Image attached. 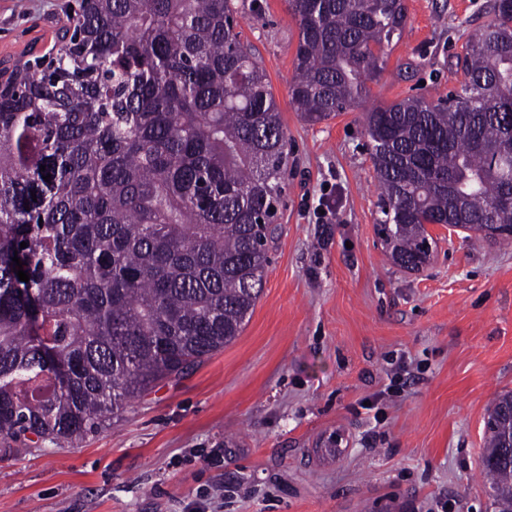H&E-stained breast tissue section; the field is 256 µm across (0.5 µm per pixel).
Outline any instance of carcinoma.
Returning a JSON list of instances; mask_svg holds the SVG:
<instances>
[{
  "label": "carcinoma",
  "mask_w": 512,
  "mask_h": 512,
  "mask_svg": "<svg viewBox=\"0 0 512 512\" xmlns=\"http://www.w3.org/2000/svg\"><path fill=\"white\" fill-rule=\"evenodd\" d=\"M288 9L295 111L315 125L359 107L402 38L403 0ZM490 9L448 100L365 113L378 230L410 271L430 260L429 224L512 241V4ZM239 10L82 0L54 71L27 61L0 83L1 453L104 428L233 342L253 312L288 148ZM487 413L481 473L492 512H512V392Z\"/></svg>",
  "instance_id": "cac0c4a2"
}]
</instances>
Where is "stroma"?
Wrapping results in <instances>:
<instances>
[{"label": "stroma", "mask_w": 512, "mask_h": 512, "mask_svg": "<svg viewBox=\"0 0 512 512\" xmlns=\"http://www.w3.org/2000/svg\"><path fill=\"white\" fill-rule=\"evenodd\" d=\"M239 28L282 112L288 175L265 283L240 336L99 432L0 457V512H488L489 403L512 390V242L445 224L390 264L361 111L309 125L289 102L287 0ZM371 103L458 90L489 0H404ZM78 0H0V74L50 61Z\"/></svg>", "instance_id": "1"}]
</instances>
